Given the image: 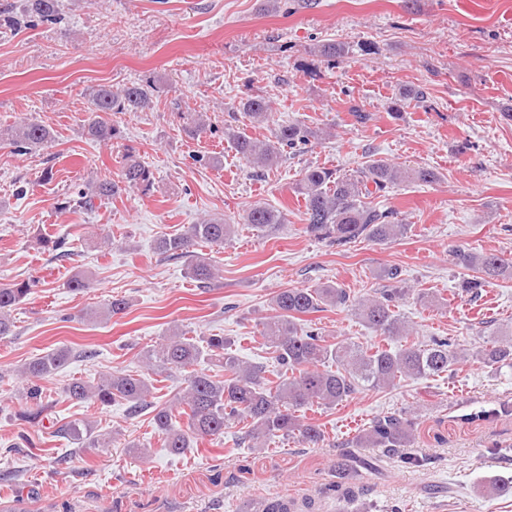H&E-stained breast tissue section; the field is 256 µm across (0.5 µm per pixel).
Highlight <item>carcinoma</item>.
Returning <instances> with one entry per match:
<instances>
[{
	"label": "carcinoma",
	"mask_w": 512,
	"mask_h": 512,
	"mask_svg": "<svg viewBox=\"0 0 512 512\" xmlns=\"http://www.w3.org/2000/svg\"><path fill=\"white\" fill-rule=\"evenodd\" d=\"M24 12L32 18L49 20L57 13V0H24ZM328 64L334 65L345 55V46L326 43L319 49ZM154 89L147 84H133L118 91L100 84L89 92L90 116L84 132L90 139L110 143L117 130L104 116L112 112H136L151 106ZM240 111L252 123L270 119L272 105L264 97H251L240 104ZM317 133L302 123H289L275 129L272 138L256 141L232 132L229 138L235 151L253 168L267 171L289 154L304 151ZM54 133L38 122L0 125V145L19 154H27L49 146ZM437 174L427 168L402 167L383 159H370L349 174L339 175L326 167H309L295 186L305 201V232L338 247L360 238L377 245L395 242L408 230L394 213L377 207L375 200L400 183H433ZM152 171L138 160L131 149L124 153L121 180L103 179L69 199L76 208L91 210L94 200H109L127 190H150ZM242 221L256 229L273 232L285 223V213L256 203L242 215ZM235 232V225L221 219L189 224L178 233L157 240L161 255L189 259L188 273L201 284L209 285L218 278L217 269L208 258L195 252L201 243L224 244ZM454 266L463 270L458 292L476 300L482 288L492 280L512 277V258L496 253L458 249L452 254ZM378 279L386 282L360 295L339 284H320L307 288H282L270 299V314L260 319L262 345L274 360L277 380L265 377L266 367L249 363L234 353L230 340L210 336L205 340L189 337L179 329L171 330L165 342L147 350L143 363L148 373L130 374L114 371L91 384L73 379L65 393L77 403L99 406L124 402L129 414L146 410L152 414L155 429L164 435V445L172 455H181L205 439L224 436V428L245 422L246 437L255 447H263L276 438L295 439L307 447L324 441L321 425L309 422L303 412L314 405L331 408L353 395L360 386L395 387L401 382L452 373L465 360L497 371L512 370V330L486 346L468 351L451 338H435L427 343L409 342L396 350L380 346H363L347 338L322 335L302 317L328 307L349 309L355 318L378 336L405 338L408 324L396 308L411 298L423 306H437L439 297L427 289L402 286L398 268L380 271ZM36 287L33 280L0 288V340L13 335L12 312ZM73 357V350L61 346L29 361L23 375L34 385L28 398L37 401V409L21 417L41 420L47 406L39 403L40 387L36 382L52 378ZM218 362L224 367V378L216 379L199 369L205 363ZM180 373L185 387L166 405L152 401L151 372ZM184 414L187 422L177 426L175 414ZM56 433L94 448L99 441L91 432H83L77 424L59 427ZM415 438V422L403 412H386L374 417L356 436L357 448H378L389 457L412 462L405 449ZM372 467L347 450L336 458V487L346 490L343 512H367L358 502L353 486Z\"/></svg>",
	"instance_id": "obj_1"
}]
</instances>
